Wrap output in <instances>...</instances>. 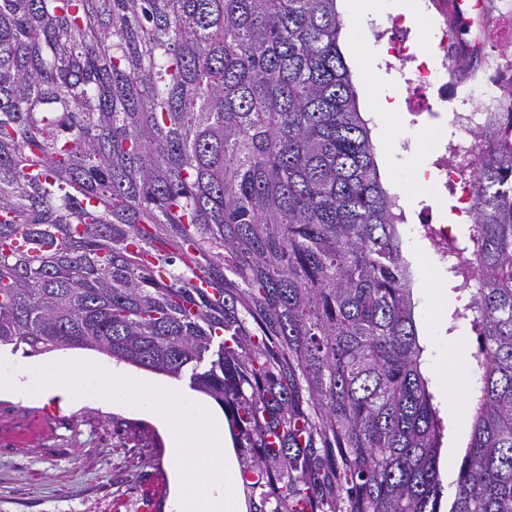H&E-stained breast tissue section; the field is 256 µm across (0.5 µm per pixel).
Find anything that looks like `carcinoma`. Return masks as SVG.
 <instances>
[{
    "label": "carcinoma",
    "mask_w": 512,
    "mask_h": 512,
    "mask_svg": "<svg viewBox=\"0 0 512 512\" xmlns=\"http://www.w3.org/2000/svg\"><path fill=\"white\" fill-rule=\"evenodd\" d=\"M342 29L336 0H0V346L191 370L248 512H512V85L448 242L481 376L445 502Z\"/></svg>",
    "instance_id": "cac0c4a2"
}]
</instances>
